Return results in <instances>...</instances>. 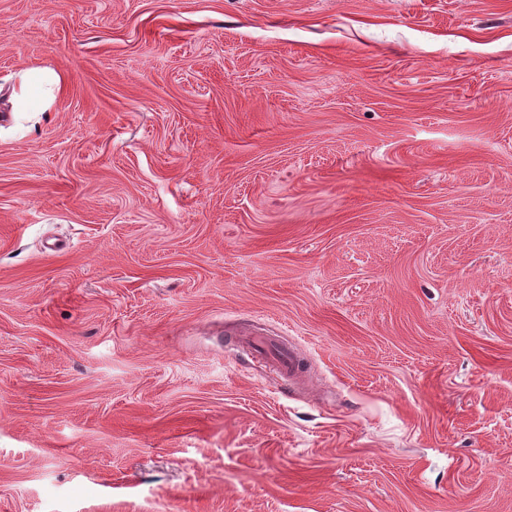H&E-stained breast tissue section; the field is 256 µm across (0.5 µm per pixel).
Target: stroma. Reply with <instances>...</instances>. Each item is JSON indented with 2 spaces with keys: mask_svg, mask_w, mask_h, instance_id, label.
Returning a JSON list of instances; mask_svg holds the SVG:
<instances>
[{
  "mask_svg": "<svg viewBox=\"0 0 512 512\" xmlns=\"http://www.w3.org/2000/svg\"><path fill=\"white\" fill-rule=\"evenodd\" d=\"M0 512H512V0H0ZM246 336L250 346L281 375L290 382L300 378L302 363L298 352L291 346L287 347L265 336L263 332H251Z\"/></svg>",
  "mask_w": 512,
  "mask_h": 512,
  "instance_id": "1",
  "label": "stroma"
}]
</instances>
